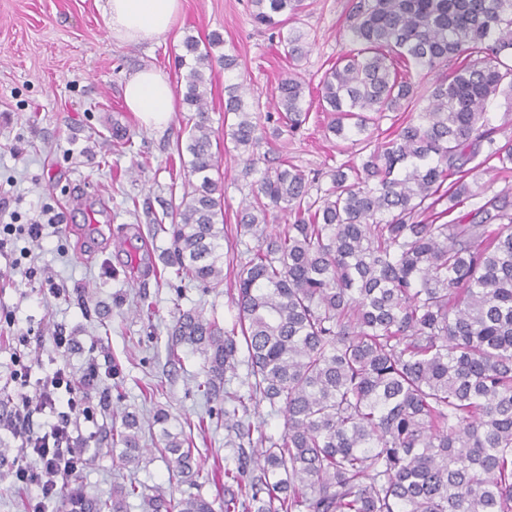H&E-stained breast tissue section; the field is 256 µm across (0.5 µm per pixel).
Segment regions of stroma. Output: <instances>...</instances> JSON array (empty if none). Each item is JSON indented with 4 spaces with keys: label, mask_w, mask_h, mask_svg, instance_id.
Here are the masks:
<instances>
[{
    "label": "stroma",
    "mask_w": 512,
    "mask_h": 512,
    "mask_svg": "<svg viewBox=\"0 0 512 512\" xmlns=\"http://www.w3.org/2000/svg\"><path fill=\"white\" fill-rule=\"evenodd\" d=\"M353 0H310L291 21L309 34L312 45L298 69L310 85L336 58L348 52ZM249 0H181L174 29L153 42L112 40L96 0H0V200L2 222L29 223L50 210L60 233H46L41 244L17 239L0 257V405L19 394H35L40 380L60 366L83 375L96 364L98 378L89 391L91 416L80 427L90 443L85 452L83 489L106 498L113 485L136 480L140 490L181 497L198 491L223 504L224 491L208 482L214 463L237 469L241 451L224 425L223 405L206 402L197 385L205 378L204 360L182 349L183 365L166 362L168 330L179 311L199 309L231 326L236 310L223 288L210 290L161 272L171 246L153 227L171 221L185 174L178 152L186 148V110L176 106L161 130L143 126L123 100V84L138 69L154 66L177 82L182 41L193 35L207 44L220 33L224 48L237 55L251 78L259 116L275 127L272 94L288 73L277 40L257 25ZM228 78L214 68L208 85V108L215 135L212 151L224 178V219L234 224L250 193L240 170L242 161L224 141V86ZM309 119L298 130L262 145L268 158L289 164L331 185L332 170L343 163L361 164L352 140L326 129V113L317 96L306 99ZM148 252L150 261L131 268L113 243ZM41 269L29 279L26 267ZM64 287L49 293L45 276ZM71 336L69 351H55L56 329ZM40 341L38 355L27 358L26 383L11 381L9 367L19 337ZM169 412L171 432L191 433L201 474L196 486L171 481L153 450L158 430L150 429L154 406ZM136 413L144 429L146 453L138 466H123L111 453L113 416Z\"/></svg>",
    "instance_id": "obj_1"
}]
</instances>
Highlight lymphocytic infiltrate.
<instances>
[{"label":"lymphocytic infiltrate","mask_w":512,"mask_h":512,"mask_svg":"<svg viewBox=\"0 0 512 512\" xmlns=\"http://www.w3.org/2000/svg\"><path fill=\"white\" fill-rule=\"evenodd\" d=\"M76 381L72 371L56 369L41 380L35 395L20 394L10 412L0 418V429L19 440L22 452L33 460L32 465L16 471L18 480L34 490L30 512H48L61 473L83 460L87 441L80 420L89 416L90 410ZM62 400L67 403L63 411L57 408ZM37 414L46 418L40 432L33 427Z\"/></svg>","instance_id":"f902f5d3"}]
</instances>
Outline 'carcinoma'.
Returning a JSON list of instances; mask_svg holds the SVG:
<instances>
[{
  "instance_id": "obj_1",
  "label": "carcinoma",
  "mask_w": 512,
  "mask_h": 512,
  "mask_svg": "<svg viewBox=\"0 0 512 512\" xmlns=\"http://www.w3.org/2000/svg\"><path fill=\"white\" fill-rule=\"evenodd\" d=\"M254 21L275 32L293 64L308 35L288 27L306 0H250ZM350 41L318 84L327 130L369 150L343 164L314 197L312 181L286 161L260 169L266 135L254 115L247 75L236 56L200 47L193 36L182 101L191 123L183 162L191 190L174 206L164 267L201 288L224 282V201L212 153L206 72L232 74L224 86V138L243 158L252 201L236 215V237L256 238L239 259L231 329L201 311L180 313L169 331L168 361L188 345L204 359L199 384L209 402L225 391L245 354L249 398L284 417L279 439L260 437L252 464L215 469L245 499L224 512H512V201L494 196L461 219L417 221L445 201L448 214L474 196L465 178L480 155L505 169L512 145L497 144L486 103L512 96V0H357ZM459 61L432 85L428 105L384 139L386 112L418 96L411 70L432 73ZM306 83L291 73L274 93L278 122L304 124ZM457 180L445 186L451 176ZM290 218L268 230L271 209ZM161 425V458L179 484H196L192 438ZM238 447L253 443L238 407L224 411ZM142 426L133 413L112 431L120 460L142 459ZM70 493L78 512H215L200 494L147 496L122 485L108 499Z\"/></svg>"
}]
</instances>
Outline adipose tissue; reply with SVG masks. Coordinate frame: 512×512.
Wrapping results in <instances>:
<instances>
[{
  "mask_svg": "<svg viewBox=\"0 0 512 512\" xmlns=\"http://www.w3.org/2000/svg\"><path fill=\"white\" fill-rule=\"evenodd\" d=\"M180 7V0H102L100 5L110 37L124 43L151 42L168 34ZM174 99L172 83L151 67L137 70L124 84L127 108L152 129L169 123Z\"/></svg>",
  "mask_w": 512,
  "mask_h": 512,
  "instance_id": "ef3b65f1",
  "label": "adipose tissue"
}]
</instances>
